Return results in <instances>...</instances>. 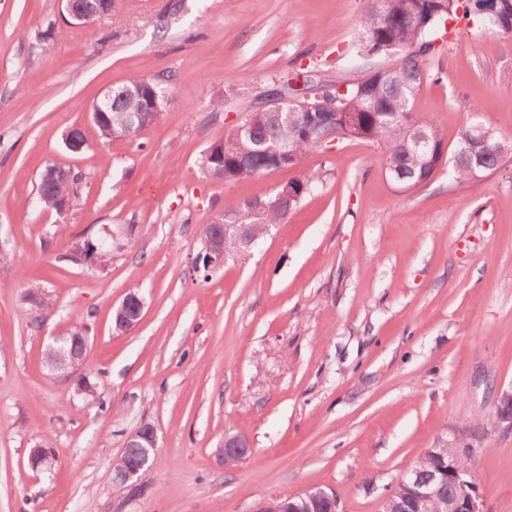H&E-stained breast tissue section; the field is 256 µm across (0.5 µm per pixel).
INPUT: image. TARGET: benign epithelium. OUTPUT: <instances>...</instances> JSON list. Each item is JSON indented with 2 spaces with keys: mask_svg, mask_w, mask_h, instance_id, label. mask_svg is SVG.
<instances>
[{
  "mask_svg": "<svg viewBox=\"0 0 512 512\" xmlns=\"http://www.w3.org/2000/svg\"><path fill=\"white\" fill-rule=\"evenodd\" d=\"M116 0H65V8L68 16L74 24H84L96 17L112 14ZM122 96L134 95L136 91L124 87H112L104 96L93 103L90 111L93 112L95 121L112 122V98L114 94ZM298 105L301 111L307 113V122L303 127L304 135L310 140L323 144L328 140L351 139L347 127H336V113L325 110V98L323 89L315 86L310 90H303V86L296 83L290 87L276 86L264 91L258 110L274 115L288 109L292 105ZM471 139L479 146L494 144L493 153L504 160L512 153V146L502 140L496 139V132L482 124L471 125ZM298 199L293 188L286 184L278 188L277 192L266 201L249 209L253 215L265 210L269 206L282 209L291 208L292 202ZM250 225H242L245 233L229 238L224 235L223 226L204 241V250L209 257V265L221 266L228 257L242 254L252 247L259 235L249 231ZM121 308L125 310V323L134 327L141 319L144 309V300L135 294H130L121 302ZM59 360L52 366V370L59 372L63 377L72 375V367L83 357H73L71 352L61 348L58 350ZM495 419L497 423L506 425L512 430V391L502 393L495 404ZM128 442L147 445L146 452L156 453L158 439L155 428L148 425L139 429L128 438ZM250 449L248 440L242 436L234 435L224 438V448L220 449L224 460H229L236 449ZM478 453V448L468 440V437L457 432L444 440L434 448H428L423 456H432L442 461V466L432 470L429 476L421 478L417 471L407 470L390 487L383 496L381 512H394L395 496L399 486L405 485L410 493L404 505L406 512H485L483 509V494L480 491L477 479L467 471L458 467L462 459H473ZM143 463H130L120 469L112 483L126 492L135 490L142 484L141 469ZM448 487V495L441 493L442 487ZM318 496L320 506L324 512H340L339 501L335 494L322 488L306 489L300 493L283 498L272 496L263 498L253 507L252 512H296L302 508L298 500L307 497Z\"/></svg>",
  "mask_w": 512,
  "mask_h": 512,
  "instance_id": "1",
  "label": "benign epithelium"
}]
</instances>
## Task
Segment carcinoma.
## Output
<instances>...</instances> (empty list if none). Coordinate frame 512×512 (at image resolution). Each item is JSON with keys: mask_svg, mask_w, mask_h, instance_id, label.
Wrapping results in <instances>:
<instances>
[{"mask_svg": "<svg viewBox=\"0 0 512 512\" xmlns=\"http://www.w3.org/2000/svg\"><path fill=\"white\" fill-rule=\"evenodd\" d=\"M459 0H379L361 16L355 47L358 53L386 56L398 52L395 59V73L372 76L363 85L336 80L330 84L327 100L335 105L337 112H353L361 133L360 139L372 143L379 151L389 180L402 188H413L427 182L432 173L447 160L446 154L453 153L454 180L461 185H472L470 162L475 155L467 150L470 143L468 127L460 129L453 148H448L445 133L431 117L414 111L415 100L423 86L425 69L423 57L432 52L434 37L445 20L457 15ZM465 13L477 14L486 24L502 33L512 31V0H498L496 4H484L481 0H470L464 6ZM347 85L344 95L338 94L337 87ZM133 112L130 103L121 98L112 99V127L124 138H134L138 129L127 130L122 121ZM422 130L429 142V148L412 154L404 146L408 124L407 116ZM288 137L289 150L299 159L315 148L298 130L287 131L282 124L264 112L251 115V125L237 137V153L252 157V171L240 172L236 159L226 156L219 158L220 149L205 153L202 168L211 177L224 182L238 181L270 172L276 158L269 153L283 137ZM79 176L73 175L68 181L62 177L45 180L39 176L38 192L53 194L58 188L65 192L74 191L73 184ZM85 255L92 256L89 265L104 266L110 259L112 247L100 245V240L89 238L81 245ZM75 389L85 405L104 410L100 394L90 380L81 376Z\"/></svg>", "mask_w": 512, "mask_h": 512, "instance_id": "cac0c4a2", "label": "carcinoma"}]
</instances>
